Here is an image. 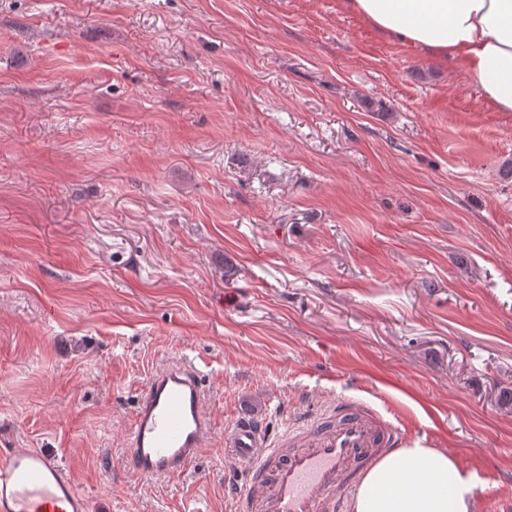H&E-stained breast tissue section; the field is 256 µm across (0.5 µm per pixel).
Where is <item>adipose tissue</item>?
I'll return each instance as SVG.
<instances>
[{
    "mask_svg": "<svg viewBox=\"0 0 512 512\" xmlns=\"http://www.w3.org/2000/svg\"><path fill=\"white\" fill-rule=\"evenodd\" d=\"M392 40L426 48L467 71L495 109L512 112V0H343ZM474 484L458 460L418 444L380 458L350 512H473Z\"/></svg>",
    "mask_w": 512,
    "mask_h": 512,
    "instance_id": "ef3b65f1",
    "label": "adipose tissue"
}]
</instances>
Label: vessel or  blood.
<instances>
[{"label":"vessel or blood","mask_w":512,"mask_h":512,"mask_svg":"<svg viewBox=\"0 0 512 512\" xmlns=\"http://www.w3.org/2000/svg\"><path fill=\"white\" fill-rule=\"evenodd\" d=\"M211 433L201 376L188 364L157 371L138 400L127 462L145 478L181 473ZM402 444L399 429L372 408L343 400L295 415L268 433L243 415L229 447L248 468L234 512H347L366 470ZM86 493L58 459L38 449L0 452V512H89Z\"/></svg>","instance_id":"1"}]
</instances>
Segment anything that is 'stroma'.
Here are the masks:
<instances>
[{"instance_id":"1","label":"stroma","mask_w":512,"mask_h":512,"mask_svg":"<svg viewBox=\"0 0 512 512\" xmlns=\"http://www.w3.org/2000/svg\"><path fill=\"white\" fill-rule=\"evenodd\" d=\"M173 360L212 434L126 454ZM512 112L342 0H0V450L91 512H233L238 416L351 399L512 512Z\"/></svg>"}]
</instances>
